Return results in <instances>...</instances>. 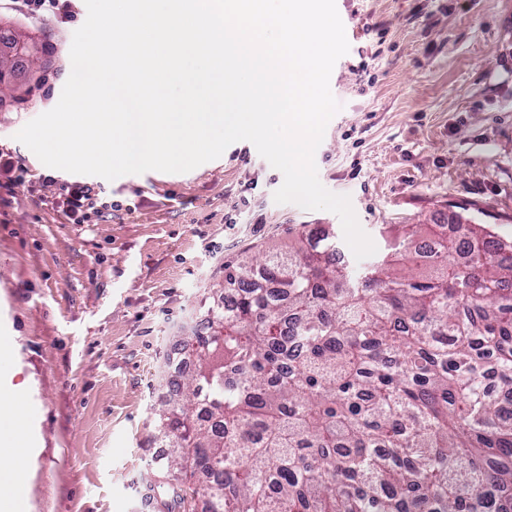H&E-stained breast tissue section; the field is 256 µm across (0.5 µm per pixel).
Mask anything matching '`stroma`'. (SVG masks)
<instances>
[{"label":"stroma","instance_id":"1","mask_svg":"<svg viewBox=\"0 0 512 512\" xmlns=\"http://www.w3.org/2000/svg\"><path fill=\"white\" fill-rule=\"evenodd\" d=\"M36 22L0 0V29L32 61L0 88V149L23 169L0 181V372L39 413L28 451V512H167L153 409L165 357L224 267L295 244L328 211L278 204L282 173L247 141L187 173L88 176L123 202L70 223L60 187L16 140L58 102L72 36L86 20ZM349 51L330 88L340 110L315 152L329 191L379 225L444 224L450 207L512 243V0H336Z\"/></svg>","mask_w":512,"mask_h":512}]
</instances>
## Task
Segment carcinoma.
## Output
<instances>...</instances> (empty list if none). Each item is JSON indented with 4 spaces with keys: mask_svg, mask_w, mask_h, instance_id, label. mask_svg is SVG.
Wrapping results in <instances>:
<instances>
[{
    "mask_svg": "<svg viewBox=\"0 0 512 512\" xmlns=\"http://www.w3.org/2000/svg\"><path fill=\"white\" fill-rule=\"evenodd\" d=\"M380 258L335 232L224 267L189 343L194 369L154 409L161 494L202 512H512V244L454 213Z\"/></svg>",
    "mask_w": 512,
    "mask_h": 512,
    "instance_id": "cac0c4a2",
    "label": "carcinoma"
}]
</instances>
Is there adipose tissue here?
I'll use <instances>...</instances> for the list:
<instances>
[{
    "mask_svg": "<svg viewBox=\"0 0 512 512\" xmlns=\"http://www.w3.org/2000/svg\"><path fill=\"white\" fill-rule=\"evenodd\" d=\"M27 415V405L18 387H10L0 396V444L7 448L6 453H0V471L9 474L12 480L10 491L0 493V512H19V500L27 494L23 479Z\"/></svg>",
    "mask_w": 512,
    "mask_h": 512,
    "instance_id": "adipose-tissue-1",
    "label": "adipose tissue"
}]
</instances>
